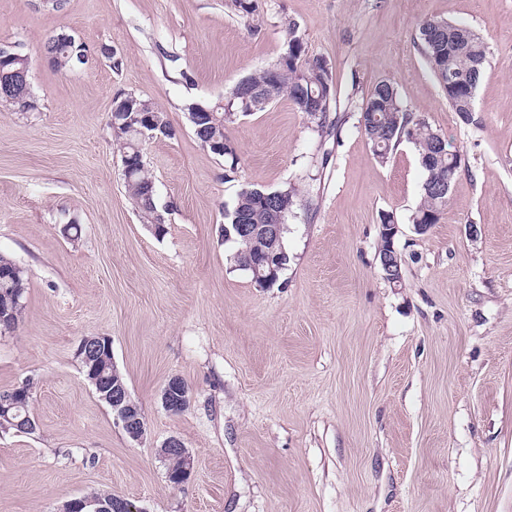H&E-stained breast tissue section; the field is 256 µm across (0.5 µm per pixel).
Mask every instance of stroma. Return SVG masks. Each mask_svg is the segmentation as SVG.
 Returning <instances> with one entry per match:
<instances>
[{
    "instance_id": "1",
    "label": "stroma",
    "mask_w": 512,
    "mask_h": 512,
    "mask_svg": "<svg viewBox=\"0 0 512 512\" xmlns=\"http://www.w3.org/2000/svg\"><path fill=\"white\" fill-rule=\"evenodd\" d=\"M429 17L488 43L469 116L415 38ZM288 19L309 55L333 62L337 127L321 136L281 97L227 124L239 170L225 180L188 107L222 103L276 60ZM62 30L87 64L46 60ZM1 45L27 57L39 109L0 105V255L29 283L16 330L0 334V392L35 378L38 425L0 433V512H60L95 490L143 512H512V0H256L250 17L233 0H0ZM382 80L462 157L423 235L410 222L416 149L401 141L379 165L358 125ZM125 93L178 131L144 145L160 236L124 187L108 126ZM287 187L299 191L290 263L261 288L230 264L218 226L242 189ZM386 212L400 227L397 285L379 266ZM85 336L111 337L142 442L85 380ZM174 376L191 395L179 415L160 402ZM173 436L193 460L179 486L157 453Z\"/></svg>"
}]
</instances>
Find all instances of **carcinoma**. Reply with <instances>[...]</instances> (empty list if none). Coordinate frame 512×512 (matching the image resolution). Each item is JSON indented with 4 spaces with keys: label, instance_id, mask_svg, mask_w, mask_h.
Listing matches in <instances>:
<instances>
[{
    "label": "carcinoma",
    "instance_id": "obj_1",
    "mask_svg": "<svg viewBox=\"0 0 512 512\" xmlns=\"http://www.w3.org/2000/svg\"><path fill=\"white\" fill-rule=\"evenodd\" d=\"M285 29L287 47L275 60L277 72L265 68L245 77L257 90L250 107H244L237 95V86L234 85L226 92L225 104L215 110L213 118L201 125L191 123L200 143L212 138L224 140V177L227 180L237 173L238 166L235 149L225 135L226 123L230 122L227 113L245 109L262 111L286 95L298 111L310 116L318 128L327 127L328 113L335 102L332 62L324 56L308 55L297 22L287 20ZM416 38L448 105L455 112L469 111L470 93L476 90L488 63L485 38L466 25L438 18L423 20L418 25ZM123 121L125 118L118 117L108 126L121 159L124 160L132 156L135 139ZM359 127L381 165L389 161L392 149L401 140L405 139L415 146L426 178L422 185L421 202L412 214L411 222L430 225L438 223L448 207L449 190L445 189V181L450 176L457 177L460 172V155L449 150L448 142L428 123L404 111L397 90L386 81H379L371 87L361 109ZM124 183L141 217L154 227L155 233H165V224L157 210L156 196H147L148 187L152 183L147 170L134 169L131 177L124 178ZM263 194L261 189L242 190L232 208L224 211V225L219 227V233H224V228L234 224H249L259 228L267 224L287 225L290 208L297 196L295 190L287 188L273 191V194L288 201L286 210L270 206ZM230 243L233 245L229 255L230 263L236 269L246 272L258 287H264V282L270 279V270L261 261V250L267 248V245L258 238H243L236 234L232 235ZM17 268L15 261L0 255V316L3 317L0 331L15 328L23 309V303L16 299V289L27 292L28 278L24 270L20 272V278H15ZM81 364L83 371L95 370L108 384H125L123 376L110 362L107 354L94 365L84 360ZM24 384L28 391L26 401L17 409L18 415L0 420V432L36 433L37 425L30 413L34 378L26 379Z\"/></svg>",
    "mask_w": 512,
    "mask_h": 512
}]
</instances>
